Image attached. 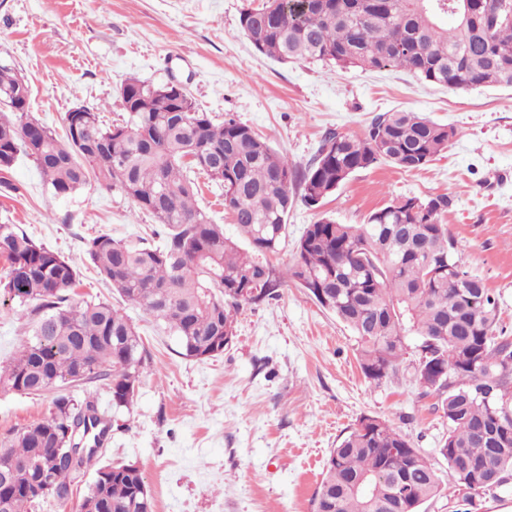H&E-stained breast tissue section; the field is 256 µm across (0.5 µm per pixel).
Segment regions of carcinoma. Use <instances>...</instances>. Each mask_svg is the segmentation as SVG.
Returning <instances> with one entry per match:
<instances>
[{
    "instance_id": "cac0c4a2",
    "label": "carcinoma",
    "mask_w": 512,
    "mask_h": 512,
    "mask_svg": "<svg viewBox=\"0 0 512 512\" xmlns=\"http://www.w3.org/2000/svg\"><path fill=\"white\" fill-rule=\"evenodd\" d=\"M452 20L449 25L446 20ZM240 28L260 55L340 69L401 68L452 90L512 87V0H263L241 10ZM23 81L0 65V173L24 156L57 196L90 181L119 187L168 232L159 247H133L101 233L85 242L100 275L127 301L165 324L179 354L224 353L244 304L276 292L279 278L258 254L288 233L295 195L318 208L349 177L380 163L419 170L459 136L418 112L376 115L364 136L330 131L304 169L230 114L220 123L186 90L130 79L120 91L129 119L108 125L106 105L65 114L59 138L18 106ZM223 190L244 243L200 208L192 173ZM448 197H403L364 224L328 216L306 226L286 276L352 330L368 382L380 384L418 337L416 382L448 421L438 452L464 502L512 483V335L499 302L466 270L442 223ZM3 294L24 307L32 338L0 370V389L53 394V411L0 441V512L66 502L96 467L80 512H153L135 462L96 466L112 415L131 410L144 348L129 318L102 300L76 301L73 264L0 224ZM106 390L109 408L99 404ZM83 393L79 399L74 392ZM442 479L429 458L376 416H365L329 451L312 512H419Z\"/></svg>"
}]
</instances>
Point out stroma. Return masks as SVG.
I'll use <instances>...</instances> for the list:
<instances>
[{"label":"stroma","mask_w":512,"mask_h":512,"mask_svg":"<svg viewBox=\"0 0 512 512\" xmlns=\"http://www.w3.org/2000/svg\"><path fill=\"white\" fill-rule=\"evenodd\" d=\"M262 0H0V65L25 77L30 110L64 130L78 105H104L125 119L118 91L130 78L181 84L198 107L233 114L298 165L329 131L363 136L381 112H420L459 136L425 168L390 164L355 172L321 208L295 201L288 237L268 262L283 279L276 296L244 305L224 353L183 357L142 307L123 303L148 354L131 412L112 419L100 463L139 464L155 512H311L331 448L366 415L378 416L420 448L444 488L420 512H462L438 447L448 425L415 381L408 351L381 384L362 375L352 331L284 273L307 224L328 215L364 223L402 196H447L443 215L468 270L499 298L512 332V89L467 92L419 82L404 70L339 71L319 63L281 64L254 52L239 26ZM0 186V224H17L78 270L73 297L112 300L84 251L100 233L135 241L157 225L119 188L85 186L54 195L19 160ZM33 325L0 294V368ZM51 410L47 396L0 391V440Z\"/></svg>","instance_id":"35a3bbf8"}]
</instances>
